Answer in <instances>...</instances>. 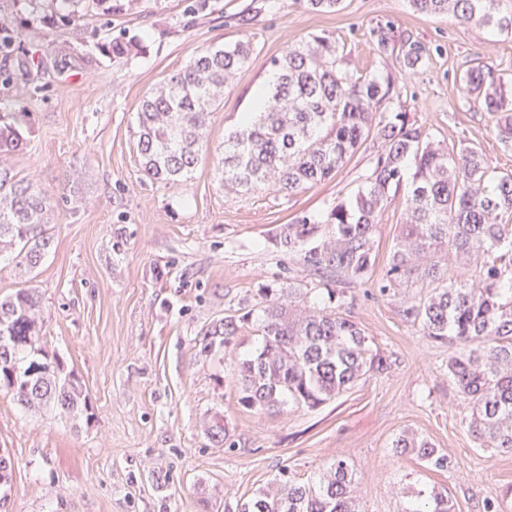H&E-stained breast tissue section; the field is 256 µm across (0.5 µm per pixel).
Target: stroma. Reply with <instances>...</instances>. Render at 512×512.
I'll return each mask as SVG.
<instances>
[{
  "mask_svg": "<svg viewBox=\"0 0 512 512\" xmlns=\"http://www.w3.org/2000/svg\"><path fill=\"white\" fill-rule=\"evenodd\" d=\"M122 12L50 25L46 0H0V18L18 29L20 48L0 57L12 75L0 84V113L27 111L23 151L0 154L54 202L53 247L34 274L0 259V295L34 287L42 297L40 342L80 378L91 418L25 411L0 391V448L15 461L0 512H237L280 468L318 485L339 459L352 468L362 512H402L415 488H444L455 512H484L497 499L512 512V452L480 449L446 365L451 345L419 335L403 310L419 285L383 295L384 274L406 188L390 190L374 231L372 280L347 289V310L387 360L351 390L315 409L254 412L238 402L233 364L252 353L245 326L206 351L214 320L259 302L260 289L318 287L279 242L283 225L324 222L370 173L369 141L335 175L292 193L269 184L224 188L217 163L224 136L268 86L271 59L286 46L325 34L351 66L380 76L400 71L399 44L378 53L374 28L421 42L425 63L401 99L419 125L449 148L482 151L490 169L512 174V150L493 115L465 100L459 77L476 58L512 85V32L426 16L409 0H343L311 12L302 0H121ZM136 37L122 59L100 44ZM70 45L59 57L47 38ZM249 40L252 53L224 88L207 121L206 142L188 180L146 179L136 148L135 113L144 95L185 67L193 52ZM221 418L226 440L207 429ZM411 430L447 452V471L424 468L392 444Z\"/></svg>",
  "mask_w": 512,
  "mask_h": 512,
  "instance_id": "1",
  "label": "stroma"
}]
</instances>
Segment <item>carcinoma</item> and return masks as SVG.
<instances>
[{"instance_id": "1", "label": "carcinoma", "mask_w": 512, "mask_h": 512, "mask_svg": "<svg viewBox=\"0 0 512 512\" xmlns=\"http://www.w3.org/2000/svg\"><path fill=\"white\" fill-rule=\"evenodd\" d=\"M57 20L80 18L81 0H55ZM426 15L449 14L461 23L493 31L512 29V0H410ZM18 30L0 21V54L11 56ZM379 52L394 41V27L372 31ZM115 39L102 51L122 58L136 48ZM251 42L194 53L188 64L146 95L137 110V149L143 175L177 185L193 171L209 113L223 100L224 85L247 62ZM401 79L365 76L343 65L336 40L313 35L271 60L275 80L260 93L256 112L224 138L218 170L224 185L249 192L272 183L293 192L328 179L367 141L380 143L371 173L357 192L328 212V237L316 242L319 225L307 217L286 224L280 244L323 278L334 307H319L291 285L261 289L259 347L238 360V402L250 411H276L284 404L315 409L352 389L370 372L387 367L360 325L342 312L345 294L330 283L360 285L377 261L374 227L389 189L410 179L403 219L379 284L386 294L409 282L428 291L404 301V313L421 335L455 346L448 378L461 394L465 421L479 446L512 451V174L490 169L480 151L448 146L424 133L412 113L394 108L405 90L402 78L424 63L428 51L401 40ZM497 117V136L512 149V94L493 66L469 67L461 80ZM28 113H0V153L26 143ZM52 198L32 182L0 166V256L8 253L30 271L52 246L48 233ZM454 275H448V267ZM42 299L34 288L0 296V391L22 407L77 416L89 410L74 371L39 343ZM253 310L233 314L204 331L210 350L237 335ZM394 448L409 451L435 471L448 470V454L412 433ZM240 512H361L353 470L338 459L318 487L286 474L244 502ZM404 512H454L444 488H421Z\"/></svg>"}]
</instances>
